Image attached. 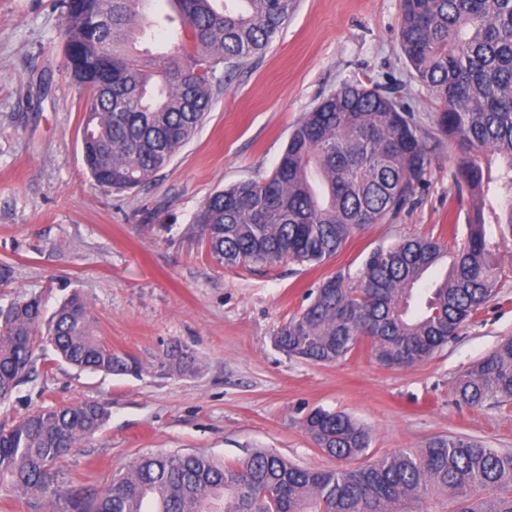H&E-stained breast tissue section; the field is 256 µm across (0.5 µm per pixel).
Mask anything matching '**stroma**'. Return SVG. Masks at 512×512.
<instances>
[{
	"instance_id": "35a3bbf8",
	"label": "stroma",
	"mask_w": 512,
	"mask_h": 512,
	"mask_svg": "<svg viewBox=\"0 0 512 512\" xmlns=\"http://www.w3.org/2000/svg\"><path fill=\"white\" fill-rule=\"evenodd\" d=\"M401 0H296L269 48L231 81L215 80L211 112L167 167L129 192L93 184L83 162L85 95L66 69L59 0H0V307L29 296L54 311L79 293L92 331L136 356L141 376L90 372L37 343L31 375L0 403V426L48 407L107 404L109 417L64 457L63 498L0 486V512H71L70 499L101 491L138 457L202 453L236 462L264 450L308 467L335 460L303 427L315 409L342 412L369 431L365 461L436 438L462 436L512 452V399L460 402L455 380L512 337V239L500 247L503 284L457 339L411 368L385 366L361 347L333 365L283 354L277 330L319 283L357 275L366 256L406 237L454 245L466 233L454 149L435 125L438 102L413 76L397 33ZM347 84L387 85L409 103L430 150L413 205L355 233L318 264L227 266L191 231L214 191L270 175L298 121ZM189 372L156 364L171 346Z\"/></svg>"
}]
</instances>
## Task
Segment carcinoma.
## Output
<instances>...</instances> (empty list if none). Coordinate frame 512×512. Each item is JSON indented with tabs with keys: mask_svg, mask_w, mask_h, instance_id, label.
Masks as SVG:
<instances>
[{
	"mask_svg": "<svg viewBox=\"0 0 512 512\" xmlns=\"http://www.w3.org/2000/svg\"><path fill=\"white\" fill-rule=\"evenodd\" d=\"M67 69L87 94L82 147L99 188L150 182L204 123L213 78L262 53L295 0H166L176 8L173 54L141 55L137 35L159 21L147 0H61ZM399 39L416 79L439 101L436 124L455 146L454 180L467 195V233L453 254L433 239L404 238L365 258L357 280L325 279L313 301L276 332L289 357L332 365L362 342L389 366L411 367L458 335L497 294V244L512 237V0H402ZM429 149L409 104L387 88L347 85L295 126L271 175L211 194L193 232L226 265L320 263L355 232L396 215L426 181ZM451 258L445 273L429 274ZM42 300L0 308V400L32 369L35 337L81 370L138 377L143 366L92 335L78 293L44 319ZM180 348L159 361L188 371ZM460 401L512 397V338L460 375ZM97 401L31 412L0 428V485L62 496L53 463L105 423ZM304 427L321 453L364 456L369 433L342 412L312 411ZM77 512H512V453L465 438L431 441L359 467H299L256 451L238 463L204 454L142 455Z\"/></svg>",
	"mask_w": 512,
	"mask_h": 512,
	"instance_id": "obj_1",
	"label": "carcinoma"
}]
</instances>
